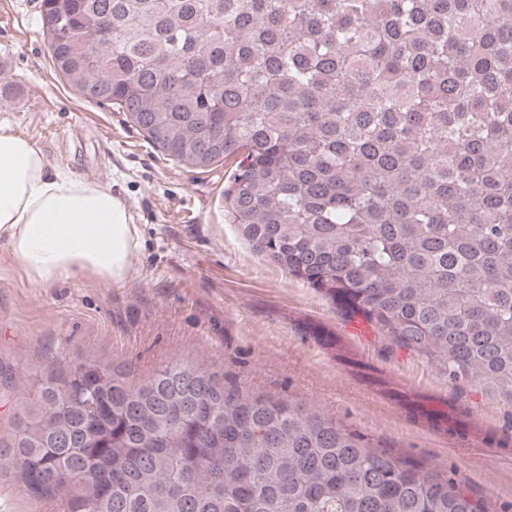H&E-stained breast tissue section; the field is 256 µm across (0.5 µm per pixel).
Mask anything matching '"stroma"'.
<instances>
[{"label": "stroma", "instance_id": "1", "mask_svg": "<svg viewBox=\"0 0 512 512\" xmlns=\"http://www.w3.org/2000/svg\"><path fill=\"white\" fill-rule=\"evenodd\" d=\"M0 126L34 141L51 169L110 188L128 205L139 246L129 276H84L44 287L0 259V444L48 371L97 360L148 379L190 361L246 389L284 397L336 420L371 444L454 469L490 512H512V447L485 433L512 429V412L475 384L395 346L324 291L251 251L224 219L232 164L202 172L162 155L125 112L81 97L54 70L39 0H0ZM351 353L392 390L347 364ZM12 382H4V374ZM455 407L468 432L450 436L412 418L404 395ZM14 474L0 476V512H63Z\"/></svg>", "mask_w": 512, "mask_h": 512}]
</instances>
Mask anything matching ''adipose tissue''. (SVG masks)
Wrapping results in <instances>:
<instances>
[{"mask_svg":"<svg viewBox=\"0 0 512 512\" xmlns=\"http://www.w3.org/2000/svg\"><path fill=\"white\" fill-rule=\"evenodd\" d=\"M138 245L125 202L109 188L51 170L40 147L0 127V253L33 283L90 275L126 279Z\"/></svg>","mask_w":512,"mask_h":512,"instance_id":"obj_1","label":"adipose tissue"}]
</instances>
